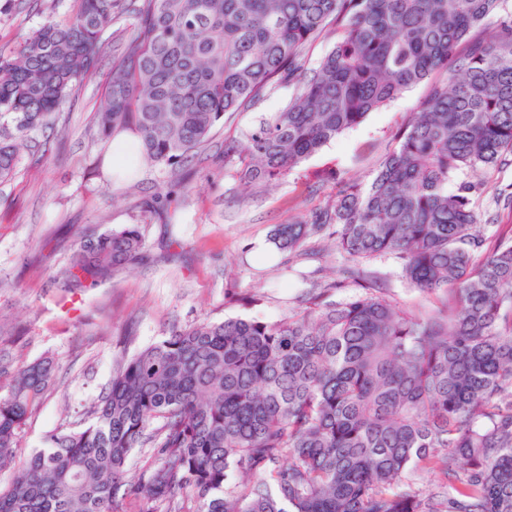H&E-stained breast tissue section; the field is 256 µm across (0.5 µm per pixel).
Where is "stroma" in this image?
<instances>
[{
  "label": "stroma",
  "instance_id": "35a3bbf8",
  "mask_svg": "<svg viewBox=\"0 0 512 512\" xmlns=\"http://www.w3.org/2000/svg\"><path fill=\"white\" fill-rule=\"evenodd\" d=\"M39 4L0 0V50L37 26ZM426 91L423 83L404 90L271 189L247 194L235 167L224 163V142L243 137L281 108L288 91L278 89L225 117L186 164L191 192L154 213L147 204L167 174L142 162L133 181L113 179L105 163L108 146L92 126L105 101V78L93 79L70 106L63 155L45 150V133L35 132L32 153L0 182V368L11 372L48 356L56 377L25 421L19 453L88 408L107 386L118 353L134 354L176 325L234 317L271 321L303 307L347 259L316 240L297 254L279 252L268 244L273 225L310 218L340 182L367 180ZM511 185L510 164L490 171L486 188L473 196L487 237L501 226L500 194ZM128 224L142 226L147 260L96 287L65 291L80 233ZM366 267L391 297L418 310L431 307L432 298L409 286L393 256ZM131 321L137 331L129 340L124 330Z\"/></svg>",
  "mask_w": 512,
  "mask_h": 512
}]
</instances>
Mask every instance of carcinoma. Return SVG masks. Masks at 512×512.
<instances>
[{
	"label": "carcinoma",
	"mask_w": 512,
	"mask_h": 512,
	"mask_svg": "<svg viewBox=\"0 0 512 512\" xmlns=\"http://www.w3.org/2000/svg\"><path fill=\"white\" fill-rule=\"evenodd\" d=\"M43 0V20L0 52V180L115 44L98 136H137L166 169L150 207L191 190L183 164L224 116L280 86L291 94L224 164L269 188L404 89L431 80L365 184L344 181L270 241L296 252L326 236L362 293L275 321L172 328L131 356L85 416L16 453L54 382L42 357L0 379V512H512V237L490 246L472 192L512 161V19L500 0ZM336 37L318 67L305 51ZM478 177L448 193L460 171ZM400 260L417 316L361 264ZM145 257L138 224L86 229L63 287L91 288ZM143 455L137 479L126 477ZM420 470L435 489L412 487Z\"/></svg>",
	"instance_id": "carcinoma-1"
}]
</instances>
